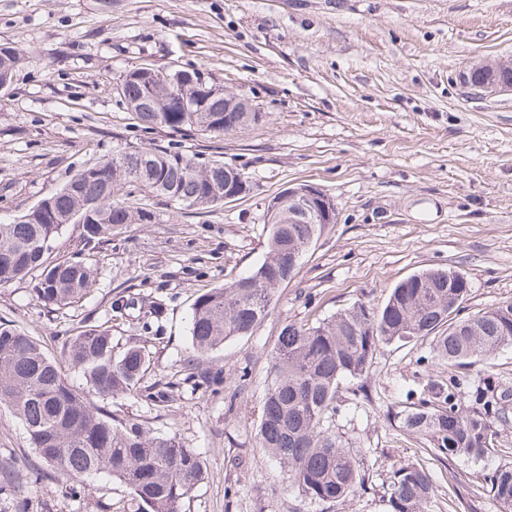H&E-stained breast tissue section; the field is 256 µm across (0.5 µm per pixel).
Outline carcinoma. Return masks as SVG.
<instances>
[{
    "instance_id": "obj_1",
    "label": "carcinoma",
    "mask_w": 512,
    "mask_h": 512,
    "mask_svg": "<svg viewBox=\"0 0 512 512\" xmlns=\"http://www.w3.org/2000/svg\"><path fill=\"white\" fill-rule=\"evenodd\" d=\"M189 85L177 92L147 89L127 80L130 111L149 128L195 131L221 136L233 131L243 112L224 101L223 85L209 74L189 71ZM139 176V190L185 208H208L236 189L235 169L215 160L203 170L193 159L163 149L129 148L78 170L47 198V207L26 219L0 222V285L42 270L36 296L44 306L64 307L90 293L95 280L81 260L45 265L44 243H52L67 224H80L87 245H96L124 225L151 222L153 211L114 200L116 185ZM320 224H270L264 260L227 287L200 295L189 316L197 356L220 348L235 336L253 332L268 316L276 289L290 281ZM398 282L385 303L353 304L315 324L289 321L275 343L258 428L260 447L275 458L289 482L305 498L336 503L361 483L360 465L340 436L324 425L337 411L341 383L366 376L382 344L434 336V357L448 368L482 362L512 346V304L453 316L468 296L467 278H447L443 269H426ZM65 360L80 372L85 387L71 385L58 363L11 321H0V404L21 421L32 448L50 470L67 478L106 474L132 495L137 512H181L182 502L206 476L201 453L175 435L138 424L116 422L102 402L131 394L146 371L140 347L115 352L111 330L86 327L68 344ZM223 378L205 372L195 388L220 392ZM459 378L433 383L419 404L403 413L404 427L425 437L432 450L450 460L479 459L499 437L502 400L508 395L490 384L471 391V404L457 403ZM490 493L504 512H512V465L489 477ZM434 494L428 471L404 466L387 488L391 512H426Z\"/></svg>"
}]
</instances>
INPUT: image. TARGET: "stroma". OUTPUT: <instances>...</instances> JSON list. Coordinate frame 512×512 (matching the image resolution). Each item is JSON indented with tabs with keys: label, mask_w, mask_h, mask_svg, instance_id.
<instances>
[{
	"label": "stroma",
	"mask_w": 512,
	"mask_h": 512,
	"mask_svg": "<svg viewBox=\"0 0 512 512\" xmlns=\"http://www.w3.org/2000/svg\"><path fill=\"white\" fill-rule=\"evenodd\" d=\"M0 44L21 60L0 92V215L18 217L57 192L77 169L128 146L218 160L247 177L246 196L201 211L153 208L85 247L81 225L63 227L45 256L91 258L96 282L74 306L37 301L38 273L0 285V319L13 321L63 361L84 326L105 325L117 350L144 347L141 395L106 404L198 449L207 476L182 512H390L384 492L404 465L434 480L428 512H500L484 480L512 463V399L502 437L485 457L449 461L407 431L399 415L448 368L432 338L377 350L369 374L345 381L332 428L361 466L364 483L321 504L286 482L257 438L273 347L284 322L312 324L362 301L377 307L418 271L452 269L469 281L461 317L512 304V94L476 97L463 77L486 59H512V0H0ZM150 64L207 72L263 112L220 137L143 128L117 91L128 70ZM328 193L325 225L253 334L209 353L204 367L224 388L201 395L184 367L198 295L229 285L265 258L266 203L284 188ZM120 295L162 301L158 336ZM512 391V347L468 367L460 406L474 385ZM173 383L169 399L151 393ZM38 456L11 409L0 404V477L21 484L0 512H136L128 489L106 476L85 496L63 494V477L28 484Z\"/></svg>",
	"instance_id": "obj_1"
}]
</instances>
